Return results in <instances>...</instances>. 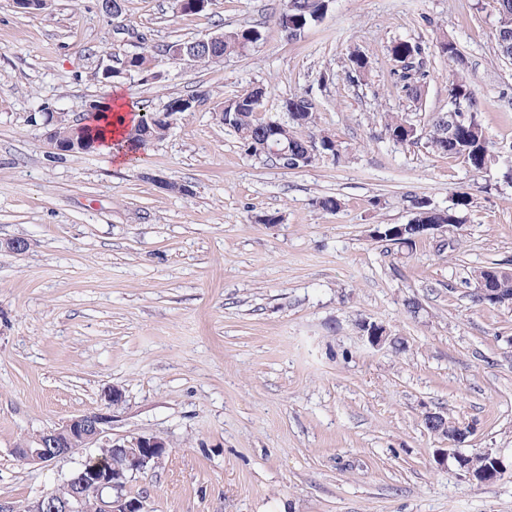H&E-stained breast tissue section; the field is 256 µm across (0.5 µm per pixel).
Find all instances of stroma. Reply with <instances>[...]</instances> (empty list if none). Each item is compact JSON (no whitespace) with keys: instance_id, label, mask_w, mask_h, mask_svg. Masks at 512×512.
<instances>
[{"instance_id":"stroma-1","label":"stroma","mask_w":512,"mask_h":512,"mask_svg":"<svg viewBox=\"0 0 512 512\" xmlns=\"http://www.w3.org/2000/svg\"><path fill=\"white\" fill-rule=\"evenodd\" d=\"M284 0H214L184 13L176 0H124L123 21L163 44L249 27V52L208 68L170 67L146 83L101 80L99 46L112 20L98 0H52L38 13L0 0V507L24 512L63 485L80 450L49 465L22 463L23 439L102 409L120 388L112 436L156 435L169 453L131 478L148 512H512V304H477L469 279L496 262L512 269V62L496 50L495 0H333L291 41L276 19ZM464 55L485 135L486 170L384 136L399 112L417 128L448 109ZM422 50L420 102L393 60ZM366 55L365 74L349 54ZM262 85L260 108L283 118L286 98L315 100L317 129L340 161L299 170L248 155L219 114ZM122 93L159 111L205 93L177 114L138 163L101 151L53 155L30 113L80 121L92 102ZM188 185L181 195L163 181ZM471 206L450 243L421 239L387 253L373 225L404 224L412 198ZM336 196L333 213L318 209ZM276 214L275 224L258 223ZM26 238L21 253L3 241ZM419 304L408 314L406 299ZM403 337L399 353L370 347L362 319ZM443 411L473 427L458 451H489L505 469L490 483L441 458L445 440L422 423Z\"/></svg>"}]
</instances>
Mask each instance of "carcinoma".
Instances as JSON below:
<instances>
[{"label": "carcinoma", "mask_w": 512, "mask_h": 512, "mask_svg": "<svg viewBox=\"0 0 512 512\" xmlns=\"http://www.w3.org/2000/svg\"><path fill=\"white\" fill-rule=\"evenodd\" d=\"M330 0H285L282 12L277 18V24L281 31H286V22H291L292 27L289 39L298 40L305 30L312 24L320 21L329 10ZM216 40L205 36L191 40H178L165 44H158L147 36L138 38L137 51L123 57L125 70L129 73L140 74L145 80H156L158 75L153 71L157 58H165L169 64L182 65V59L175 54L177 48H182V53L191 55L189 61L196 66H211L224 62V59L233 55H239L247 51V46L260 40L258 31L252 28H240L232 31L218 29ZM439 51L448 57L455 65V70L449 78L448 91L460 96L466 109L471 114V133L465 140L451 139L440 121V116H435L426 129L420 131L411 124L406 117L397 113H390L384 117V135L390 140L405 144L414 142L423 137L433 151L447 155L451 158H461L468 166L480 172L494 161V155L490 149L483 126L481 124L478 107L474 96L472 81L465 74L466 62L458 47L444 38L439 42ZM253 90H248L226 104V108L220 113V121L227 128L233 130L244 150L252 156H268L265 149L273 146L288 147L289 151L296 154H305L309 142L316 137V112L317 106L306 95H296L286 99L283 109L287 118L284 121L267 119L259 116L260 105L254 103ZM167 136L164 126L156 122L151 113L145 111L137 113V119L133 122L126 134V141L131 150L138 151L141 148L161 141ZM102 137V131L94 130L85 124L69 130L71 145L77 148H93ZM471 204L470 195L461 192L455 195L452 205L441 210L443 216L435 214V206L414 200L412 204L416 213L413 214V224L404 225V233L398 238L387 235L379 239L383 243L385 251L404 253L410 252L416 246L418 238L414 231L415 224H444L461 223L462 213ZM492 275L496 278L497 287L501 295L512 298V271H507L499 263L481 267L473 271L474 278ZM459 470L471 480L488 482L494 475L504 471L501 458L492 453L472 452L460 454L454 457Z\"/></svg>", "instance_id": "cac0c4a2"}]
</instances>
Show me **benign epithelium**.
Masks as SVG:
<instances>
[{
    "label": "benign epithelium",
    "instance_id": "benign-epithelium-1",
    "mask_svg": "<svg viewBox=\"0 0 512 512\" xmlns=\"http://www.w3.org/2000/svg\"><path fill=\"white\" fill-rule=\"evenodd\" d=\"M450 101L452 107L447 112L448 134L453 138L457 131L467 128L470 118L469 112L460 108L455 98H450ZM198 107L197 102L182 99L172 103L155 120L170 127L177 113L194 112ZM30 121L41 122L54 153L71 152L70 143L59 135L60 127L70 124L63 113H33ZM474 292L484 301L504 302L488 279H478ZM361 336L375 349L393 343V337L381 335L367 319L362 320ZM111 419V415L103 412L76 415L60 427L44 431L35 438L26 439L16 445V457L26 464H43L67 457L82 448L100 449L97 456L88 458L82 468L67 480L71 498L62 500L61 505L52 512H84L85 495L89 491L97 495L98 512H147L144 500L124 494V489L133 475L162 462L169 453L168 443L154 435H141L122 444L114 442L106 438L107 425L111 423Z\"/></svg>",
    "mask_w": 512,
    "mask_h": 512
}]
</instances>
